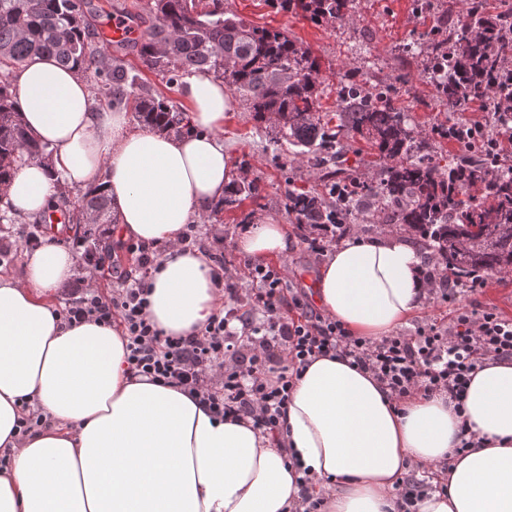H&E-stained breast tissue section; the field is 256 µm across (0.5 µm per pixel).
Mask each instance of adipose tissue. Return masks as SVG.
<instances>
[{
	"mask_svg": "<svg viewBox=\"0 0 512 512\" xmlns=\"http://www.w3.org/2000/svg\"><path fill=\"white\" fill-rule=\"evenodd\" d=\"M30 134L50 165L22 167L6 196L28 220L74 188H102L116 237L161 247L148 315L167 336L198 332L224 306L211 259L182 249L186 225L243 173L224 148L223 82L187 77L190 133L130 129L127 113L94 101L85 79L36 56L16 70ZM255 260L287 254L284 225L239 229ZM75 256L53 242L25 254V278L0 274V512H295L298 481L324 512H394V484L412 464L447 462L416 512H512V360L484 362L463 411L446 394L417 392L395 407L344 355L317 357L295 379L272 441L249 418L215 423L180 389L133 376L122 329L68 324L55 297ZM324 312L355 337L407 325L427 296L420 259L402 237L352 238L326 256L315 285ZM42 427L22 432L24 405ZM468 425L476 447L459 451Z\"/></svg>",
	"mask_w": 512,
	"mask_h": 512,
	"instance_id": "ef3b65f1",
	"label": "adipose tissue"
}]
</instances>
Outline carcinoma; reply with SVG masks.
<instances>
[{
  "label": "carcinoma",
  "mask_w": 512,
  "mask_h": 512,
  "mask_svg": "<svg viewBox=\"0 0 512 512\" xmlns=\"http://www.w3.org/2000/svg\"><path fill=\"white\" fill-rule=\"evenodd\" d=\"M285 12L313 23L333 22L350 0H271ZM93 0H0V187L19 164L44 161L49 144L30 136L17 106L13 69L41 55L76 68L94 80L96 94L161 133L187 127L184 112L154 93L124 59L109 53L98 29ZM143 27L132 41L141 62L171 85L194 74L228 84L260 120L276 121L275 141L311 146L308 162L327 169L328 197L288 194V212L300 225L347 230L352 217L375 214L387 224L418 235L425 249L460 281L480 272H512V165L488 150L448 161V171L411 161L419 148L407 115L388 90L358 83L337 89L340 123H321L320 64L281 30L249 27L224 13V0H150L137 15ZM512 8L486 12L484 0H468L466 15L428 45L427 79L450 112L464 98L488 100L493 123L512 124ZM470 125L453 122L443 137L460 141ZM358 134L386 160L379 177L366 180L346 166L337 150L340 134ZM473 187L480 195L467 194ZM112 203L99 188L88 189L75 217L80 240L98 246L95 225L112 224Z\"/></svg>",
  "instance_id": "obj_1"
}]
</instances>
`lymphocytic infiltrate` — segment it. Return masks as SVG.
<instances>
[{
  "mask_svg": "<svg viewBox=\"0 0 512 512\" xmlns=\"http://www.w3.org/2000/svg\"><path fill=\"white\" fill-rule=\"evenodd\" d=\"M125 249L135 273L121 275L108 297L89 286L77 288L59 317L67 323L119 322L131 375L179 388L216 419H253L270 435L279 432L295 377L331 352L376 377L398 403L420 389L463 401L484 361L512 359V319L493 310L458 308L447 323H422L411 337L356 338L336 319L314 311L302 295L285 297V265L247 264L246 291L227 273L220 253L212 256L220 270L214 285L229 308L196 334L167 336L146 312L158 255L141 243Z\"/></svg>",
  "mask_w": 512,
  "mask_h": 512,
  "instance_id": "obj_1",
  "label": "lymphocytic infiltrate"
}]
</instances>
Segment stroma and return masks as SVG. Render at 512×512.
<instances>
[{"label": "stroma", "mask_w": 512, "mask_h": 512, "mask_svg": "<svg viewBox=\"0 0 512 512\" xmlns=\"http://www.w3.org/2000/svg\"><path fill=\"white\" fill-rule=\"evenodd\" d=\"M464 8L465 0H433L432 7L420 13L414 11L413 0H353L342 19L314 23L280 11L268 0H224L228 14L253 27L286 31L318 59L322 120L335 117L339 110L336 88L340 83L370 78L372 83L388 86L395 106L408 113L409 124L423 144L420 158L441 167L464 153L463 148L439 133L441 125L454 121L456 115L438 102L433 85L423 73V59L405 53L404 48L428 40L436 29L455 23ZM230 103L224 118V145L243 170L244 182L256 185L257 190L249 196L225 194L221 212L202 214L199 232L206 236L211 251L224 252L227 261L236 265L244 259L235 247L239 227L273 218L285 225L295 240L292 250L282 258L288 267L285 296L297 292L313 296L323 258L307 250L286 203L292 192H323L324 173L307 163L299 147L273 142L274 122L256 119L238 96H231ZM214 224L223 225L222 239L210 238ZM31 228L28 222H0V271L22 274L21 242ZM485 280L483 288L458 295L454 303H424L405 326V333H414L427 320H447L457 306L490 309L512 319V273L489 272Z\"/></svg>", "instance_id": "obj_1"}]
</instances>
